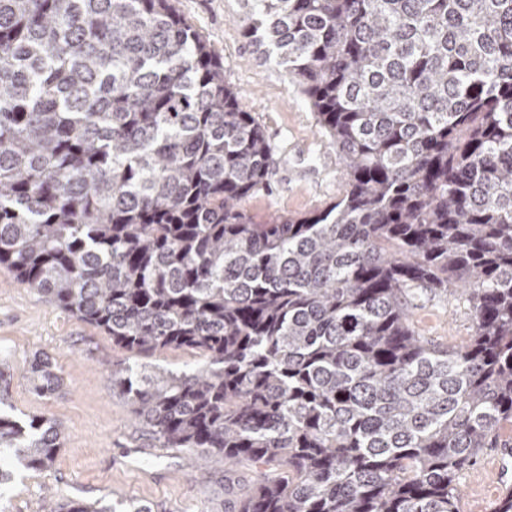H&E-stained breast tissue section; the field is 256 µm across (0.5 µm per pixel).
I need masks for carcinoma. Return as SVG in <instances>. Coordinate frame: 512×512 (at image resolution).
<instances>
[{
	"mask_svg": "<svg viewBox=\"0 0 512 512\" xmlns=\"http://www.w3.org/2000/svg\"><path fill=\"white\" fill-rule=\"evenodd\" d=\"M243 2L340 196L239 208L275 148L174 0H0V267L122 350L202 357L112 386L160 447L224 461L234 512H460L459 471L512 424V0ZM452 288L472 340L439 348L410 297ZM64 439L0 411V486Z\"/></svg>",
	"mask_w": 512,
	"mask_h": 512,
	"instance_id": "obj_1",
	"label": "carcinoma"
}]
</instances>
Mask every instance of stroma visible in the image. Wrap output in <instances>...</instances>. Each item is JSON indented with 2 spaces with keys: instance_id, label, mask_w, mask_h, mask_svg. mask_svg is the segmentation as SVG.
<instances>
[{
  "instance_id": "35a3bbf8",
  "label": "stroma",
  "mask_w": 512,
  "mask_h": 512,
  "mask_svg": "<svg viewBox=\"0 0 512 512\" xmlns=\"http://www.w3.org/2000/svg\"><path fill=\"white\" fill-rule=\"evenodd\" d=\"M176 5L210 50L227 79L276 148L264 189L243 200L249 215H301L325 207L341 191L342 163L322 136L307 98L290 85L281 66L259 59L240 33V0H177ZM420 335L444 346L466 344L472 312L458 294L418 302L412 313ZM49 359L61 385L44 392L30 371ZM0 376L5 409L22 421L44 416L61 423L66 441L51 468L22 471L0 490V512H45L44 496L89 502H139L153 512H224V467L192 468L186 451L156 447L128 401L112 388V367L130 363L181 371L196 355L162 350L132 355L114 348L100 328L0 270ZM457 483L462 512H493L512 485V428L497 447L482 449Z\"/></svg>"
}]
</instances>
